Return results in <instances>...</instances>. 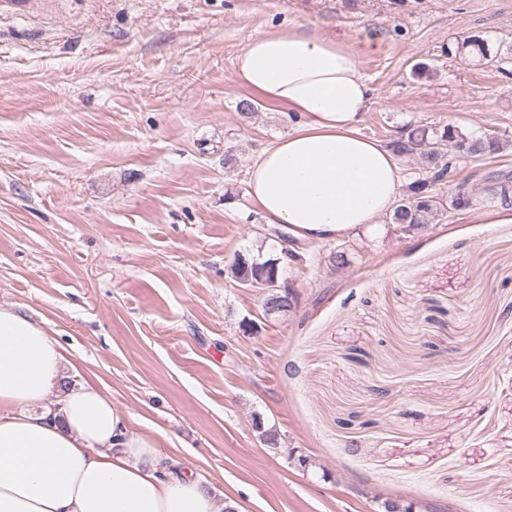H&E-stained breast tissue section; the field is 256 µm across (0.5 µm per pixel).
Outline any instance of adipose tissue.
Masks as SVG:
<instances>
[{"mask_svg":"<svg viewBox=\"0 0 512 512\" xmlns=\"http://www.w3.org/2000/svg\"><path fill=\"white\" fill-rule=\"evenodd\" d=\"M234 77L297 115L254 160L248 195L268 223L310 239L365 231L396 205L395 155L359 125L371 99L357 53L297 25L250 36ZM62 347L40 322L0 308V512H241L130 431L96 384L63 385Z\"/></svg>","mask_w":512,"mask_h":512,"instance_id":"ef3b65f1","label":"adipose tissue"}]
</instances>
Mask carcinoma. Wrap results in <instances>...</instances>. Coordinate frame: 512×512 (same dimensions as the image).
Listing matches in <instances>:
<instances>
[{"mask_svg": "<svg viewBox=\"0 0 512 512\" xmlns=\"http://www.w3.org/2000/svg\"><path fill=\"white\" fill-rule=\"evenodd\" d=\"M472 48V53L480 60L499 62L504 60L500 49L489 45L485 39L474 38L466 42ZM453 143L470 154L492 153L500 149V141L496 137H469L458 130L446 126L441 131L418 129L405 137H400L389 143L392 151L399 155H416L425 170V177L411 182L407 194L399 200L393 210L391 222L400 230L409 233L429 223L447 207L464 208L470 205L471 197L463 189L449 199L433 193V188L448 177L451 165L448 153L438 149V146ZM272 259L261 261L254 257L245 258L251 276V285L261 286L266 290L265 301L274 299L282 293V288L274 287Z\"/></svg>", "mask_w": 512, "mask_h": 512, "instance_id": "obj_1", "label": "carcinoma"}]
</instances>
